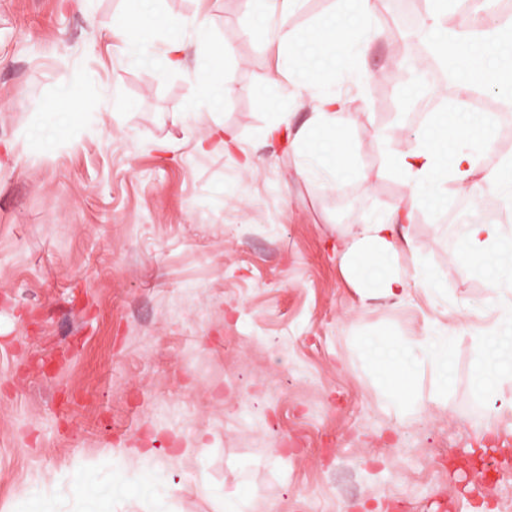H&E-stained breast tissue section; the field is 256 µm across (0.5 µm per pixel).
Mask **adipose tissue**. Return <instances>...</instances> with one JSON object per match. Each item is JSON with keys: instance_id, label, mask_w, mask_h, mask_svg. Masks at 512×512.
<instances>
[{"instance_id": "obj_1", "label": "adipose tissue", "mask_w": 512, "mask_h": 512, "mask_svg": "<svg viewBox=\"0 0 512 512\" xmlns=\"http://www.w3.org/2000/svg\"><path fill=\"white\" fill-rule=\"evenodd\" d=\"M158 2L131 0L133 17L124 34L128 63L160 62L168 69H181L183 38L194 34L206 62L196 77L197 93L187 111L216 110L215 77L224 59L223 43L211 37L204 19L162 15ZM262 2L259 25L273 29L279 54L288 64V88L269 102L272 114L264 130L265 141L273 146L288 145L302 159L296 170L299 177L321 175L336 187L353 177L368 180L365 164L351 157L358 130L348 105L350 94L367 96L373 80L365 58L378 25L376 0H336L330 12L303 30L273 25L276 17L292 11L296 0ZM429 2L431 10L423 30L435 57L464 90L495 89L503 105L512 110V17L488 21L473 12L465 22L451 27L445 17L458 9L462 0ZM160 42L165 45L161 54L156 51ZM303 98L312 99L316 107L309 122L296 129L290 122L289 108ZM102 112L100 97L78 93L68 107L51 109L47 117L57 128L67 130L79 119L99 120ZM498 121V113L474 112L454 101L447 111L434 114L411 148L383 153L382 168L406 186L408 203L353 227L340 245L343 272L363 298H385L401 304L415 289L434 300L444 297L447 289L434 271L417 260L404 262L397 228L412 224L419 211L438 209L449 191L465 193L481 183L477 177L495 151ZM457 239L449 260L463 264L482 279L494 293L497 306L495 320L473 330L481 352L474 391L476 400L481 401L501 379L512 378V225L472 222L462 225ZM402 346L397 338L386 345L361 346V365L376 377H393L387 393L390 404L421 414L427 404L414 386L418 370L427 367L435 372L434 399L447 396L452 383L448 331L435 322L416 340L413 354L404 353ZM96 474V464L88 460L76 463L68 477V494L83 504V512H112L119 500L147 501L141 481L120 478L113 480L109 493L90 499L85 481Z\"/></svg>"}]
</instances>
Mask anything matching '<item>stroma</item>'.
<instances>
[{"label":"stroma","mask_w":512,"mask_h":512,"mask_svg":"<svg viewBox=\"0 0 512 512\" xmlns=\"http://www.w3.org/2000/svg\"><path fill=\"white\" fill-rule=\"evenodd\" d=\"M161 5L205 16L229 51L234 92L217 114L185 113L193 38L181 71L126 63L129 0H0V512H24L80 460L97 463L101 490L118 471L134 480L141 464L110 451L147 442L159 512H214L212 497L234 486L249 512H399L406 500L412 512H471L483 485L496 512H512V414L474 397L472 328L492 320V294L449 261L453 226L424 212L405 230L448 285L441 318L418 291L402 306L361 300L332 250L351 225L408 202L380 167L383 111L408 128L417 101L461 88L398 79L352 98L370 178L336 189L297 177L298 156L264 142L263 99L287 88L288 65L254 6ZM377 9L373 74L402 51L427 59L416 29L392 39L389 0ZM74 88L105 110L65 136L45 111ZM218 119L262 159L259 173L234 153H195ZM435 319L454 383L447 404L405 416L361 369L359 346L411 342ZM185 444L197 455L170 463Z\"/></svg>","instance_id":"35a3bbf8"}]
</instances>
